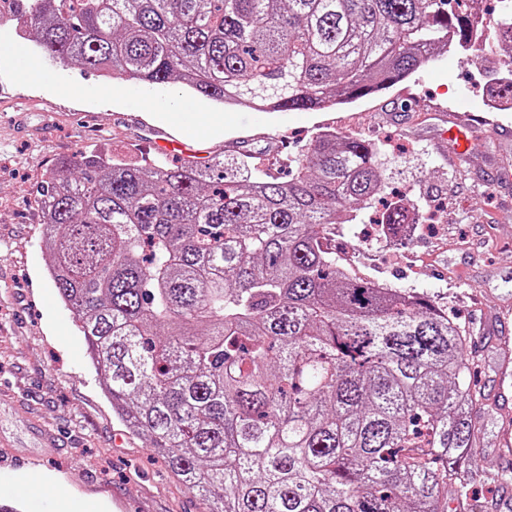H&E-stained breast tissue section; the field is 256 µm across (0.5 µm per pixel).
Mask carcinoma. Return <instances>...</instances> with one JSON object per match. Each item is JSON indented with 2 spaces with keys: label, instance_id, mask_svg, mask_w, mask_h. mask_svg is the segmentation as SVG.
Masks as SVG:
<instances>
[{
  "label": "carcinoma",
  "instance_id": "obj_1",
  "mask_svg": "<svg viewBox=\"0 0 512 512\" xmlns=\"http://www.w3.org/2000/svg\"><path fill=\"white\" fill-rule=\"evenodd\" d=\"M460 0H12L35 48L223 106L318 111L470 45ZM386 150L320 129L271 177L251 153L140 165L79 152L40 187L49 275L112 410L206 512H483L471 334L351 276L336 231L385 197ZM410 201L380 226L403 241Z\"/></svg>",
  "mask_w": 512,
  "mask_h": 512
}]
</instances>
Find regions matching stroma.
Returning <instances> with one entry per match:
<instances>
[{
  "label": "stroma",
  "instance_id": "35a3bbf8",
  "mask_svg": "<svg viewBox=\"0 0 512 512\" xmlns=\"http://www.w3.org/2000/svg\"><path fill=\"white\" fill-rule=\"evenodd\" d=\"M35 70L23 77L19 60ZM465 55L432 57L383 93L320 111L256 112L161 86L174 102L133 99L126 83L63 66L0 26V501L19 512H205L112 410L72 313L56 295L42 242L37 190L63 158L80 151L144 164L210 161L250 151L271 175L328 127L394 145L387 181L434 211L407 246L368 224L343 225L336 257L352 274L434 296L469 328L483 364L474 381L512 413V367L497 342L512 339V112H485ZM412 100L414 116L399 112ZM472 122L477 143L460 159L442 138L449 114ZM177 147L161 154L163 138ZM52 433L43 447L33 426ZM489 473L512 469V434L486 439L471 459Z\"/></svg>",
  "mask_w": 512,
  "mask_h": 512
}]
</instances>
